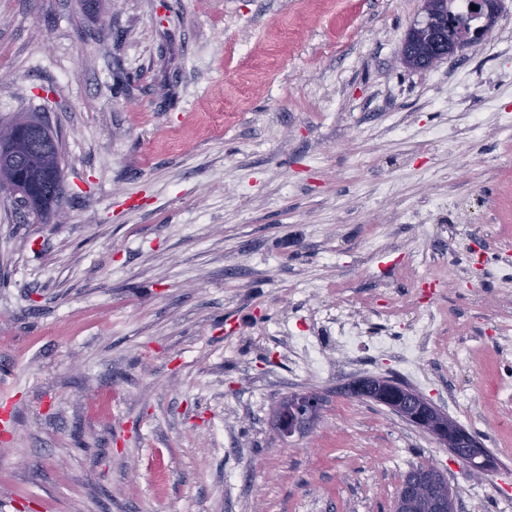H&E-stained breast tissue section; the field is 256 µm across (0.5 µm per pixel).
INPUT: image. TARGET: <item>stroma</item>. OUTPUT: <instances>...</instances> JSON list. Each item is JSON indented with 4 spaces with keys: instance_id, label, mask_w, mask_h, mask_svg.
Here are the masks:
<instances>
[{
    "instance_id": "1",
    "label": "stroma",
    "mask_w": 512,
    "mask_h": 512,
    "mask_svg": "<svg viewBox=\"0 0 512 512\" xmlns=\"http://www.w3.org/2000/svg\"><path fill=\"white\" fill-rule=\"evenodd\" d=\"M422 0H0V125L61 141L66 198L38 218L0 191V512H391L413 467L457 512H512V54L424 71L400 50ZM445 130L438 143L428 130ZM440 276L448 324L423 395L497 460L477 478L384 405L345 394L393 357L337 348ZM323 337L322 377L288 337ZM317 427L281 442L282 397ZM323 399L311 391L287 396L273 411L272 421L277 436L286 442L295 433H305L314 428L322 411Z\"/></svg>"
}]
</instances>
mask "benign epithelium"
I'll return each instance as SVG.
<instances>
[{
    "label": "benign epithelium",
    "mask_w": 512,
    "mask_h": 512,
    "mask_svg": "<svg viewBox=\"0 0 512 512\" xmlns=\"http://www.w3.org/2000/svg\"><path fill=\"white\" fill-rule=\"evenodd\" d=\"M476 7L472 15L483 19L472 35L463 36L466 28L448 23L446 4L442 0H424L422 19L414 22L403 39L401 56L406 65L427 70L436 62L465 52L484 40L497 23L501 0H471ZM351 394L388 407L431 435L454 459L470 472L485 471L487 453L480 436L472 433L444 414L429 399L411 387L383 376H364L347 386ZM323 399L311 391L287 396L273 411L277 436L286 442L296 433L314 428L322 411ZM454 512L453 497L442 471L411 472L400 485L394 512Z\"/></svg>",
    "instance_id": "obj_1"
}]
</instances>
